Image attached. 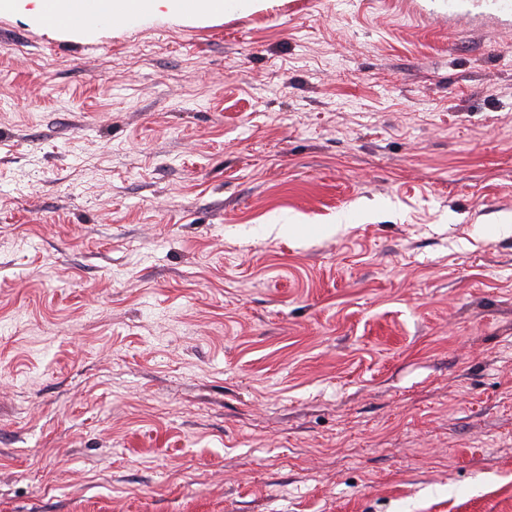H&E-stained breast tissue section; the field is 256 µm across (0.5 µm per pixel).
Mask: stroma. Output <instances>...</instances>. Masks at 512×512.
<instances>
[{
  "mask_svg": "<svg viewBox=\"0 0 512 512\" xmlns=\"http://www.w3.org/2000/svg\"><path fill=\"white\" fill-rule=\"evenodd\" d=\"M0 15V512H512V8Z\"/></svg>",
  "mask_w": 512,
  "mask_h": 512,
  "instance_id": "obj_1",
  "label": "stroma"
}]
</instances>
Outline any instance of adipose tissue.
Segmentation results:
<instances>
[{
	"label": "adipose tissue",
	"instance_id": "obj_1",
	"mask_svg": "<svg viewBox=\"0 0 512 512\" xmlns=\"http://www.w3.org/2000/svg\"><path fill=\"white\" fill-rule=\"evenodd\" d=\"M95 13H84L81 0H0V14H17L38 24L92 35L101 22L163 17L176 22L219 17L241 0H97Z\"/></svg>",
	"mask_w": 512,
	"mask_h": 512
}]
</instances>
